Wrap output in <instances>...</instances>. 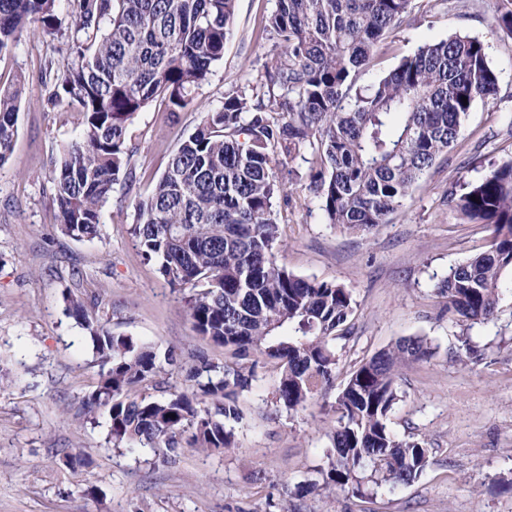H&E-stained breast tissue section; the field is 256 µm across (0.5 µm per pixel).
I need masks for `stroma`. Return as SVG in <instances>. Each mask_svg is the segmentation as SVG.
Listing matches in <instances>:
<instances>
[{
	"label": "stroma",
	"mask_w": 512,
	"mask_h": 512,
	"mask_svg": "<svg viewBox=\"0 0 512 512\" xmlns=\"http://www.w3.org/2000/svg\"><path fill=\"white\" fill-rule=\"evenodd\" d=\"M512 0H412L393 37L361 72L366 85L424 42L463 32L484 42L498 77L494 100L476 102L455 146L412 190L387 223L353 234L329 224L306 182L290 185L276 209L277 259L289 272L337 282L355 302L336 339L335 388L295 413L276 406L277 372L262 362L249 391L236 445L175 456L114 448L107 415L94 422L84 402L101 366L88 333L69 316L67 296L104 309L103 325L158 350L179 351L170 385H191L196 356L223 362V346L196 336L186 291L171 288L128 232L134 199L147 195L171 154L218 110L226 93L260 80L273 47L267 20L277 0H236L234 32L193 104L170 115L162 100L131 125L135 182L118 181L103 208L101 235L76 240L59 228L52 169L82 131L75 109L47 105L39 80L47 60L67 61L59 42L28 28L0 53V88L21 90L17 136L0 165V512H512V268L501 276L494 316L470 324L446 309L437 283L485 251L491 227L464 219L449 201L459 183L512 155V36L495 24ZM475 355L459 362L462 336ZM424 337L436 349L401 365L392 430L423 443L428 463L414 482L362 497L300 492L321 480L339 416L337 391L361 362L399 341ZM81 448L89 465L64 454Z\"/></svg>",
	"instance_id": "stroma-1"
}]
</instances>
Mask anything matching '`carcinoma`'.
<instances>
[{
	"instance_id": "cac0c4a2",
	"label": "carcinoma",
	"mask_w": 512,
	"mask_h": 512,
	"mask_svg": "<svg viewBox=\"0 0 512 512\" xmlns=\"http://www.w3.org/2000/svg\"><path fill=\"white\" fill-rule=\"evenodd\" d=\"M60 0H0V53L39 24L54 36ZM73 58L48 64V102L75 106L80 138L64 147L53 170L60 231L100 235L102 207L129 170L134 116L160 98L180 112L224 55L236 0H67ZM411 0H278L268 20L278 50L261 82L224 96L172 153L151 193L135 204L129 234L159 263L167 283L194 291L192 326L237 361L201 358L196 388L138 394L176 363L127 335H114L77 298L68 314L88 331L106 370L86 401L105 409L114 448L167 455L235 445L243 420L239 394L251 388L257 354L279 368L276 406L297 411L333 387V341L354 310L335 282L297 276L276 257L278 201L290 167L311 149L305 173L328 223L368 233L395 212L412 187L456 143L476 101L497 95L498 77L483 41L455 32L425 43L370 85L358 76L373 50L398 27ZM18 91L0 90V164L13 152ZM476 200H471V197ZM455 204L474 224L493 228L489 249L452 268L438 283L448 311L463 322L493 316L503 270L512 266V156L465 184ZM433 354L422 337L405 339L361 363L337 396L340 417L323 483L354 496L389 491L417 479L428 449L398 437L389 415L399 401L396 371Z\"/></svg>"
}]
</instances>
